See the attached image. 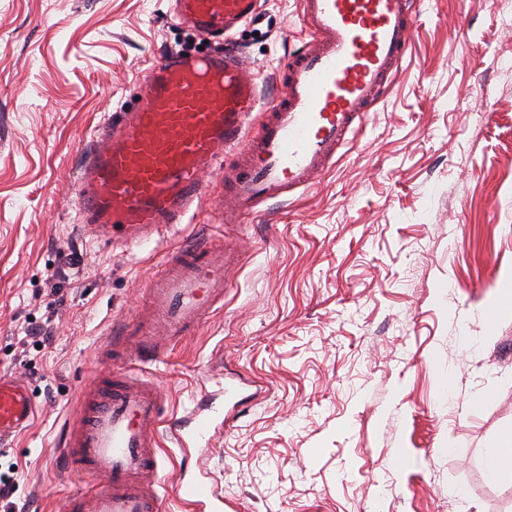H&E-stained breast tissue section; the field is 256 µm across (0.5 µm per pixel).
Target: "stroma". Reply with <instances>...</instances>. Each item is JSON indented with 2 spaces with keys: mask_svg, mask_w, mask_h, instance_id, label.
Returning <instances> with one entry per match:
<instances>
[{
  "mask_svg": "<svg viewBox=\"0 0 512 512\" xmlns=\"http://www.w3.org/2000/svg\"><path fill=\"white\" fill-rule=\"evenodd\" d=\"M418 2L402 70L317 185L224 230L216 171L195 216L115 250L76 227L83 144L159 53L227 42L173 25L170 0H0V373L36 406L0 446L12 512L97 487L63 445L111 367L102 344L168 249L205 233L245 252L223 309L161 361L126 364L173 416L160 512H187L186 477L216 510L229 495L238 512H512V481L486 469L512 429V317L485 316L512 275V0ZM229 43L269 94L305 44L299 0H261ZM230 373L247 399L228 421ZM177 492L182 499L196 506L198 511L211 512L205 510L212 497V489L207 482L199 479L182 481L178 484Z\"/></svg>",
  "mask_w": 512,
  "mask_h": 512,
  "instance_id": "stroma-1",
  "label": "stroma"
}]
</instances>
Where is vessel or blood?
I'll list each match as a JSON object with an SVG mask.
<instances>
[{
  "instance_id": "1",
  "label": "vessel or blood",
  "mask_w": 512,
  "mask_h": 512,
  "mask_svg": "<svg viewBox=\"0 0 512 512\" xmlns=\"http://www.w3.org/2000/svg\"><path fill=\"white\" fill-rule=\"evenodd\" d=\"M258 0H175L171 19L204 36H230ZM413 0H301L310 40L281 71L283 92L262 102L244 59L224 51L160 55L136 85V101L93 135L77 177L76 210L97 239L140 244L182 223L208 194L206 173L231 186L222 220L243 223L259 205L308 187L332 165L399 70L415 29ZM265 115L250 135L252 113ZM239 164L227 155L241 142ZM242 254L203 236L167 253L162 273L132 322L113 327L106 351L141 362L161 358L195 334L224 301ZM35 412L25 382L0 374V444ZM166 404L128 372L99 377L65 440L68 467L99 478L64 512H159L163 467L159 427ZM182 499L204 512L212 497L199 479L180 482Z\"/></svg>"
}]
</instances>
